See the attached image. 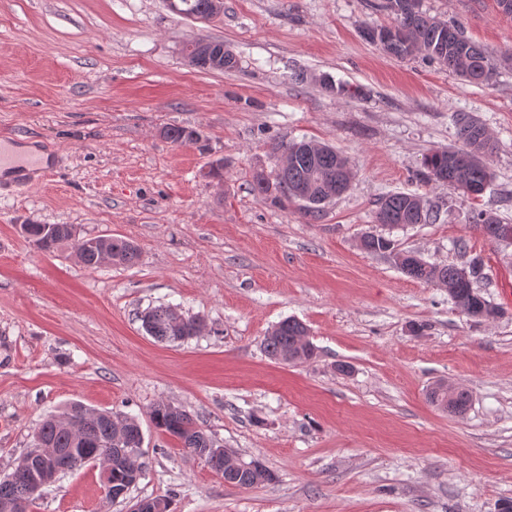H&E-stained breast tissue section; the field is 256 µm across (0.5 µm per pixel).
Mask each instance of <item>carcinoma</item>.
<instances>
[{
    "instance_id": "obj_1",
    "label": "carcinoma",
    "mask_w": 512,
    "mask_h": 512,
    "mask_svg": "<svg viewBox=\"0 0 512 512\" xmlns=\"http://www.w3.org/2000/svg\"><path fill=\"white\" fill-rule=\"evenodd\" d=\"M380 8L391 14L388 26L395 34L380 43L390 55L404 59L420 54L441 68L475 85H488L496 73L497 64L486 48L467 37L461 28L445 20L433 17L422 10L421 0H383ZM213 0H178L177 13L198 20L212 16ZM197 56L195 68L208 71L230 69L236 66L235 57L224 51V43L208 44L199 54L187 51L186 57ZM461 149L433 152L423 160L427 179L443 183L448 188L471 194L474 187H487L491 173L484 158L495 148L491 137L477 120L471 117L459 119ZM272 153L279 158L287 156L288 168L279 169L271 179L264 172L253 176V191L264 199L281 197L301 202L304 215L315 218L322 205L342 194L350 186L348 160L333 147L312 141L284 142L272 146ZM432 219V211L423 197L416 193L398 192L381 200L375 212V221L388 227L408 224H426ZM484 236L491 242L501 240L499 232L508 225L486 212H479L474 220ZM29 241L37 242L38 249L52 252L72 239V229L67 224H30ZM77 259L87 268L101 266V250L112 257V264L128 266L139 258L138 246L119 237H91L73 244ZM360 248L370 254H395L402 272L408 277L443 285L448 288V297L461 312L472 318H493L498 309L486 300L474 283L484 278L483 266L475 262L468 267L469 280L460 279V267L456 265H432L414 253L398 252L393 240L378 234H366L360 240ZM146 333L159 341L178 342L196 336L201 331L199 317L176 318L171 307H151L141 316ZM307 326L292 317L275 325L264 337V353L272 360L282 363H298L315 356L314 345L306 339ZM428 399L452 413L466 411L470 403L468 392L436 384L430 388ZM155 426L177 438L190 452L207 453L211 469L228 476L232 485L249 488L273 479L264 466L239 468L226 473V460L231 453L226 450L214 455L210 449L217 440L200 429L189 413L168 404H159L152 411ZM43 437L59 449L47 468L31 467L40 478L51 484L57 478L75 469L84 449L97 450L101 454H112V499L122 497L136 483L124 455V450L136 448L142 442L139 424L132 418L115 422L107 414L94 412L81 404H73L60 415L47 416L37 427ZM28 476L20 472L0 479V512H15V504L27 492Z\"/></svg>"
}]
</instances>
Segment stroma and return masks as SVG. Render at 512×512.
Returning <instances> with one entry per match:
<instances>
[{
  "label": "stroma",
  "mask_w": 512,
  "mask_h": 512,
  "mask_svg": "<svg viewBox=\"0 0 512 512\" xmlns=\"http://www.w3.org/2000/svg\"><path fill=\"white\" fill-rule=\"evenodd\" d=\"M380 2L224 0L198 23L164 0H0V138L36 142L53 169L25 192L0 191V476L37 423L75 403L143 433L126 499L109 498L101 466L87 464L32 512H127L164 496L169 512H500L512 501V241L473 224L481 210L512 224V15L496 0H421L496 60L478 86L366 40L389 21ZM198 39L222 42L236 67H191L184 49ZM461 114L496 143L477 198L429 182L422 165L459 146ZM172 126L201 142L173 143ZM303 139L335 147L352 172L315 220L252 190L255 172L276 170L271 144ZM216 159L219 180L206 175ZM396 192L423 195L437 221L377 224ZM24 224L129 239L140 258L89 269L70 245L36 248ZM369 232L433 264L480 259L477 287L498 316L467 317L392 255L364 253ZM161 304L203 318L200 334H146L138 315ZM288 317L307 325L312 360L265 355ZM439 381L469 393L465 413L429 402ZM159 404L273 480L226 484L155 427Z\"/></svg>",
  "instance_id": "obj_1"
}]
</instances>
